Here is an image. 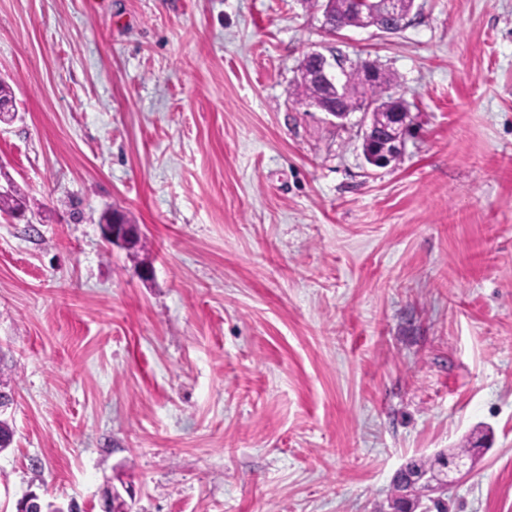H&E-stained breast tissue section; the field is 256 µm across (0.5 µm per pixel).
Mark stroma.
I'll return each mask as SVG.
<instances>
[{"instance_id": "1", "label": "stroma", "mask_w": 512, "mask_h": 512, "mask_svg": "<svg viewBox=\"0 0 512 512\" xmlns=\"http://www.w3.org/2000/svg\"><path fill=\"white\" fill-rule=\"evenodd\" d=\"M316 0H0V512H387L487 435L452 512H512V0L400 32ZM312 50L394 73L400 158L291 96ZM116 209L141 244H109ZM336 1V12L334 21L336 22V29H340L346 25L356 24L357 17L350 10L348 0H322L321 10L324 17V26L327 28L329 22L334 15V3Z\"/></svg>"}]
</instances>
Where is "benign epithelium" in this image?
Wrapping results in <instances>:
<instances>
[{
	"label": "benign epithelium",
	"instance_id": "benign-epithelium-1",
	"mask_svg": "<svg viewBox=\"0 0 512 512\" xmlns=\"http://www.w3.org/2000/svg\"><path fill=\"white\" fill-rule=\"evenodd\" d=\"M353 4L360 17L358 28H371L375 19L383 16L390 19L387 28L395 29L407 25L414 0H353ZM344 74L346 70L341 60L334 56L329 58L320 51L309 52L299 69V77L316 81L338 101L342 100L346 87V81L342 80ZM364 112L369 116V123L365 125L362 135L364 157L372 166L387 167L402 153L404 140L401 131L407 124L409 112L401 101L392 110L376 112L368 107ZM103 230L107 241L127 249L133 248L140 239L138 225L116 218L112 219V223L103 225ZM469 473L470 460L466 457L451 464L438 465L432 479L403 467L393 480L399 490L390 500L389 512H417L416 498L420 486L439 490L460 481ZM102 512H129L126 501L109 485L103 490Z\"/></svg>",
	"mask_w": 512,
	"mask_h": 512
}]
</instances>
